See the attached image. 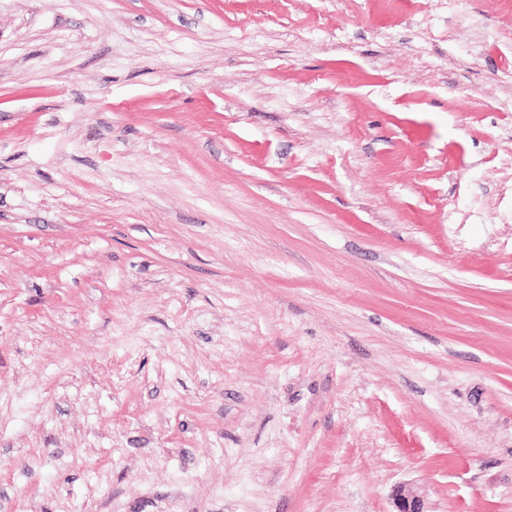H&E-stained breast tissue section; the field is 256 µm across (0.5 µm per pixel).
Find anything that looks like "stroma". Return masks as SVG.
Here are the masks:
<instances>
[{
    "label": "stroma",
    "instance_id": "1",
    "mask_svg": "<svg viewBox=\"0 0 512 512\" xmlns=\"http://www.w3.org/2000/svg\"><path fill=\"white\" fill-rule=\"evenodd\" d=\"M512 512V0H0V512ZM392 500L395 509L392 512H428L423 496L406 485L396 488Z\"/></svg>",
    "mask_w": 512,
    "mask_h": 512
}]
</instances>
